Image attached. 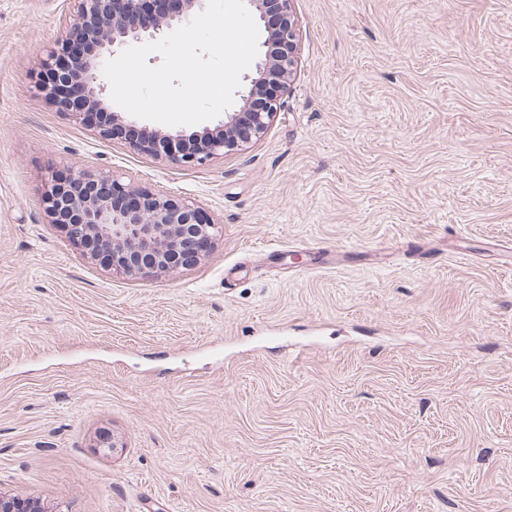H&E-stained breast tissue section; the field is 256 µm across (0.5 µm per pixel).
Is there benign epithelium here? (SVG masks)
Segmentation results:
<instances>
[{
  "instance_id": "benign-epithelium-1",
  "label": "benign epithelium",
  "mask_w": 512,
  "mask_h": 512,
  "mask_svg": "<svg viewBox=\"0 0 512 512\" xmlns=\"http://www.w3.org/2000/svg\"><path fill=\"white\" fill-rule=\"evenodd\" d=\"M73 14L56 40L51 61L71 57L65 80L78 105L55 101L57 108L84 124L85 111L103 109L105 86L99 77L102 56L111 49L163 38L188 22L206 0H154L156 11L144 12L146 0H71ZM291 0H244L266 37L251 74L240 91L242 106L224 113L217 126L186 133L143 128L127 141L136 153L165 157L175 165L199 166L260 139L284 105L283 95L298 63V43ZM51 222L66 239L84 251L89 242L110 256L107 270L130 277L173 271L205 256L221 235L218 223L193 202L153 193L125 183L104 171L76 169L69 184L51 187L43 197ZM76 218L63 223L59 214ZM0 512H41L30 500L0 492Z\"/></svg>"
}]
</instances>
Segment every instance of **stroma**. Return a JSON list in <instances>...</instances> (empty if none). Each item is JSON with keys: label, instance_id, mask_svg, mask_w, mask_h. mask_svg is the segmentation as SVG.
Instances as JSON below:
<instances>
[{"label": "stroma", "instance_id": "1", "mask_svg": "<svg viewBox=\"0 0 512 512\" xmlns=\"http://www.w3.org/2000/svg\"><path fill=\"white\" fill-rule=\"evenodd\" d=\"M71 7L0 0V492L44 512H512V0H291L283 109L202 166L42 98ZM75 167L224 234L169 273L107 271L43 209ZM312 251L331 266L303 270Z\"/></svg>", "mask_w": 512, "mask_h": 512}]
</instances>
